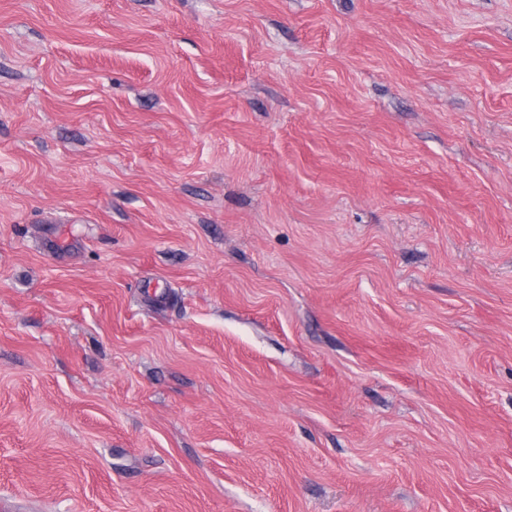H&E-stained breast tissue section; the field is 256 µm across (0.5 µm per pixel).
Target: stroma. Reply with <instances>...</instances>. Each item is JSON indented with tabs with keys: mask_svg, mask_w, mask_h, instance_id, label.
<instances>
[{
	"mask_svg": "<svg viewBox=\"0 0 512 512\" xmlns=\"http://www.w3.org/2000/svg\"><path fill=\"white\" fill-rule=\"evenodd\" d=\"M0 512H512V0H0Z\"/></svg>",
	"mask_w": 512,
	"mask_h": 512,
	"instance_id": "35a3bbf8",
	"label": "stroma"
}]
</instances>
